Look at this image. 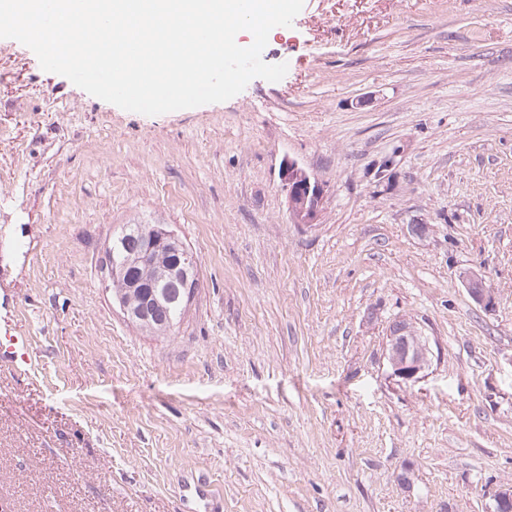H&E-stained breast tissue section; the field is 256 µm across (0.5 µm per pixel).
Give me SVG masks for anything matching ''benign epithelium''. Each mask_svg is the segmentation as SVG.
<instances>
[{
  "mask_svg": "<svg viewBox=\"0 0 512 512\" xmlns=\"http://www.w3.org/2000/svg\"><path fill=\"white\" fill-rule=\"evenodd\" d=\"M280 180L292 222L313 223L323 201L320 184L291 158L283 160ZM136 234L141 243L139 252L120 265L114 262L105 267L106 279L121 276L126 279L131 290L141 295L135 307L118 300L122 313L134 323H149L154 308L164 302L187 309L196 291L195 285L190 283L192 270L196 266L194 257L166 224H141L136 228ZM161 252L168 256V260L160 272L147 281L132 277L133 268L150 265V259ZM463 279L476 302L486 306L491 304L489 289L480 273L469 271ZM173 285L183 289V294L174 298L168 296L165 289ZM385 359L392 376L404 383H414L425 377L426 372L433 367L435 353L429 338L415 325L405 319H398L392 323L389 335L386 336ZM487 512H512V488L498 490Z\"/></svg>",
  "mask_w": 512,
  "mask_h": 512,
  "instance_id": "1",
  "label": "benign epithelium"
}]
</instances>
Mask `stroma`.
I'll return each mask as SVG.
<instances>
[{
  "mask_svg": "<svg viewBox=\"0 0 512 512\" xmlns=\"http://www.w3.org/2000/svg\"><path fill=\"white\" fill-rule=\"evenodd\" d=\"M262 58L285 77L147 116L0 38V326L34 352L0 365V512H486L512 487V0H304ZM125 224L197 262L174 334L105 288ZM398 319L439 356L409 385ZM280 180L292 222L313 224L323 201L320 184L289 157L281 164ZM463 279L472 298L479 304L488 307L491 304V295L481 274L476 271H469L465 273Z\"/></svg>",
  "mask_w": 512,
  "mask_h": 512,
  "instance_id": "1",
  "label": "stroma"
}]
</instances>
